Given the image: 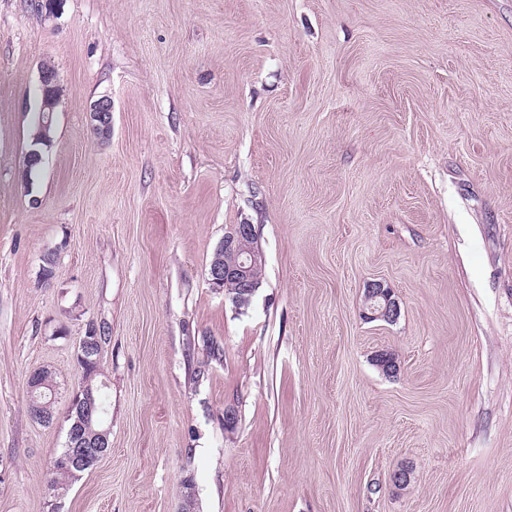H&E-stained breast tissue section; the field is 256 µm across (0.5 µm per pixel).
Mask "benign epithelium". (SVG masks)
Listing matches in <instances>:
<instances>
[{
  "label": "benign epithelium",
  "mask_w": 512,
  "mask_h": 512,
  "mask_svg": "<svg viewBox=\"0 0 512 512\" xmlns=\"http://www.w3.org/2000/svg\"><path fill=\"white\" fill-rule=\"evenodd\" d=\"M40 106L38 108L37 123L42 127L52 124L51 116L56 111L60 100L58 73L43 69L39 76ZM92 129L100 136H109L112 133V100L102 98L98 100L90 112ZM257 239L255 226L252 224H237L224 235L216 249L217 254L226 256L224 264L218 263L209 268V280L214 288L224 287V281L233 279L240 284L239 293L233 298L237 306L247 305L260 281L254 275V269L264 261L263 253L252 248V241ZM367 296L374 300L368 306L369 319L394 320L399 312L398 303L392 298L389 291L379 283H373L367 290ZM56 394L54 389L47 391L40 389V385H29V404L42 421L54 416ZM110 427L99 432L87 434L80 428L71 430V443L66 455L67 465L79 471L92 469L111 448Z\"/></svg>",
  "instance_id": "7a95c632"
}]
</instances>
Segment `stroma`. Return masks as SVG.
I'll use <instances>...</instances> for the list:
<instances>
[{
  "label": "stroma",
  "instance_id": "stroma-1",
  "mask_svg": "<svg viewBox=\"0 0 512 512\" xmlns=\"http://www.w3.org/2000/svg\"><path fill=\"white\" fill-rule=\"evenodd\" d=\"M46 64L61 96L30 175ZM235 224L265 258L240 309L209 282ZM373 283L395 321L366 318ZM92 323L111 448L60 495ZM45 367L48 423L27 406ZM188 493L512 512V0H0V512ZM92 129L100 136H110L112 133V100H98L90 112Z\"/></svg>",
  "mask_w": 512,
  "mask_h": 512
}]
</instances>
